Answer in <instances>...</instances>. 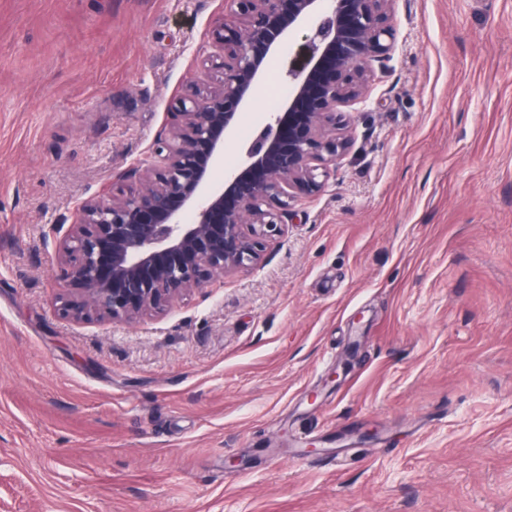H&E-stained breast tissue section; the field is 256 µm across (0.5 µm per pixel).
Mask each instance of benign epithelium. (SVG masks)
Here are the masks:
<instances>
[{
    "mask_svg": "<svg viewBox=\"0 0 512 512\" xmlns=\"http://www.w3.org/2000/svg\"><path fill=\"white\" fill-rule=\"evenodd\" d=\"M394 2L224 0L233 25L210 31L220 79L175 99L151 159L55 227L60 314L77 323L159 316L215 275L255 266L283 232L289 189L319 192L318 173L351 147L340 108L365 97L373 63L387 68ZM298 37L306 53L288 70V96L215 181L270 56Z\"/></svg>",
    "mask_w": 512,
    "mask_h": 512,
    "instance_id": "benign-epithelium-1",
    "label": "benign epithelium"
}]
</instances>
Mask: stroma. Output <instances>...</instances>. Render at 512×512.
Masks as SVG:
<instances>
[{"mask_svg":"<svg viewBox=\"0 0 512 512\" xmlns=\"http://www.w3.org/2000/svg\"><path fill=\"white\" fill-rule=\"evenodd\" d=\"M224 0H0V512H512V0H395L350 150L251 270L60 316Z\"/></svg>","mask_w":512,"mask_h":512,"instance_id":"1","label":"stroma"}]
</instances>
